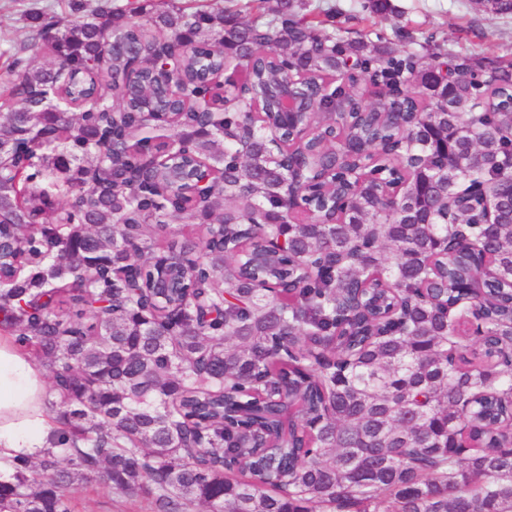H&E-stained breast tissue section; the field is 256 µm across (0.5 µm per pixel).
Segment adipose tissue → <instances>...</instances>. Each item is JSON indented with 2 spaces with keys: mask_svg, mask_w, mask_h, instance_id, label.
<instances>
[{
  "mask_svg": "<svg viewBox=\"0 0 512 512\" xmlns=\"http://www.w3.org/2000/svg\"><path fill=\"white\" fill-rule=\"evenodd\" d=\"M45 373L13 337L0 336V460L33 458L51 448Z\"/></svg>",
  "mask_w": 512,
  "mask_h": 512,
  "instance_id": "obj_1",
  "label": "adipose tissue"
}]
</instances>
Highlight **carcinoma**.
Wrapping results in <instances>:
<instances>
[{
    "mask_svg": "<svg viewBox=\"0 0 512 512\" xmlns=\"http://www.w3.org/2000/svg\"><path fill=\"white\" fill-rule=\"evenodd\" d=\"M276 0L249 19L143 0L135 21L74 0L30 15L50 58L14 54L0 96V330L47 371L56 447L0 470V512H72L99 478L155 512H512V57L437 31L354 29ZM140 58L143 67L129 70ZM182 78L166 145L223 172L205 210L142 162ZM242 68L228 105L202 76ZM360 93L348 142L411 177L348 192L339 223L290 221L289 167L251 116L284 77ZM469 194L495 221L448 213ZM178 217L184 286L161 294L152 234ZM283 233L259 288L247 234Z\"/></svg>",
    "mask_w": 512,
    "mask_h": 512,
    "instance_id": "obj_1",
    "label": "carcinoma"
}]
</instances>
